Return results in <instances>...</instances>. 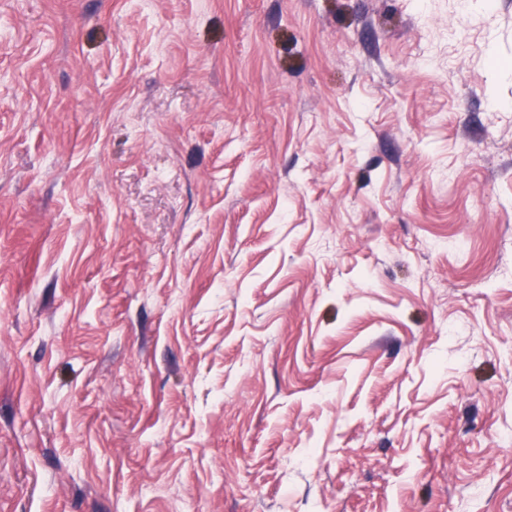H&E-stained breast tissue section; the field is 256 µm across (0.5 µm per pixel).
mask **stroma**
<instances>
[{
	"mask_svg": "<svg viewBox=\"0 0 512 512\" xmlns=\"http://www.w3.org/2000/svg\"><path fill=\"white\" fill-rule=\"evenodd\" d=\"M0 512H512V0H0Z\"/></svg>",
	"mask_w": 512,
	"mask_h": 512,
	"instance_id": "35a3bbf8",
	"label": "stroma"
}]
</instances>
